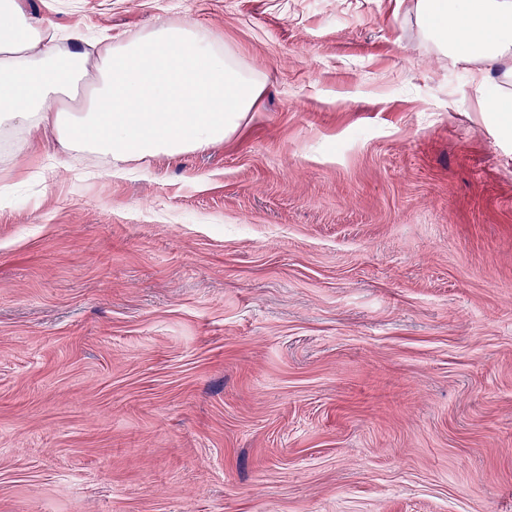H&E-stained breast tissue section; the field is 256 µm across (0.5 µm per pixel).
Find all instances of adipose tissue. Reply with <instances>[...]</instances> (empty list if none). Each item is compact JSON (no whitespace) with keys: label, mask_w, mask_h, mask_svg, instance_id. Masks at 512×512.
I'll use <instances>...</instances> for the list:
<instances>
[{"label":"adipose tissue","mask_w":512,"mask_h":512,"mask_svg":"<svg viewBox=\"0 0 512 512\" xmlns=\"http://www.w3.org/2000/svg\"><path fill=\"white\" fill-rule=\"evenodd\" d=\"M428 38L474 63L478 86L512 82V0H417ZM258 82L196 22L161 21L69 49L52 22L0 0V143L51 132L63 150L117 168L222 143Z\"/></svg>","instance_id":"obj_1"}]
</instances>
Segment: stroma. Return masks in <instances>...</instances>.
Returning <instances> with one entry per match:
<instances>
[{"mask_svg":"<svg viewBox=\"0 0 512 512\" xmlns=\"http://www.w3.org/2000/svg\"><path fill=\"white\" fill-rule=\"evenodd\" d=\"M25 4L260 91L143 176L0 150V512H512V136L416 0Z\"/></svg>","mask_w":512,"mask_h":512,"instance_id":"stroma-1","label":"stroma"}]
</instances>
